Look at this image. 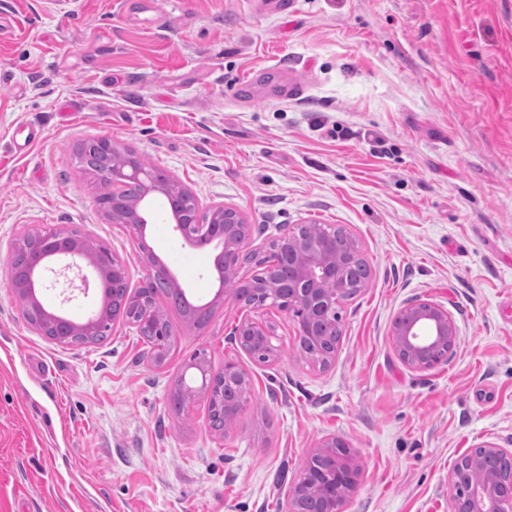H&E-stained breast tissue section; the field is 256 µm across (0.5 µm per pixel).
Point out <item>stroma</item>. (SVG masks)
Returning <instances> with one entry per match:
<instances>
[{"label":"stroma","instance_id":"1","mask_svg":"<svg viewBox=\"0 0 512 512\" xmlns=\"http://www.w3.org/2000/svg\"><path fill=\"white\" fill-rule=\"evenodd\" d=\"M106 136L239 209L258 250L288 227L339 225L369 265L340 304L327 366L291 314L215 301L214 254L184 242L163 199L143 253L102 216L75 150ZM76 230L130 287L154 255L202 327L168 308L163 364L136 326L61 347L25 319L6 268L19 231ZM98 286L44 305L95 314ZM447 309V362L415 372L393 321ZM272 324L261 362L232 340ZM248 371L224 434L173 382L195 353ZM360 468L343 512H451L463 452L512 450V0H0V512H283L327 436ZM272 333V327L265 325L263 323L254 322V321H245L238 324L233 332L234 340L238 341V343L242 346V340L245 336L251 337L257 343L269 348L270 352L268 355V359L274 355L275 349L272 347L270 343V336ZM243 347V346H242ZM274 350V351H273ZM482 448H485V451L490 455H497L500 452H504L505 450L503 448H499L496 444L488 442L481 446ZM482 448H474L471 452V456H479L481 454ZM470 453H466L462 456H460L456 462L454 463L452 469L448 473V485L453 488L454 484L458 480L459 476L461 475L462 471L465 467H476L478 465V461L471 457ZM464 464V466H462ZM460 465L459 467H457ZM462 466V467H461Z\"/></svg>","mask_w":512,"mask_h":512}]
</instances>
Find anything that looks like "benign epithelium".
Wrapping results in <instances>:
<instances>
[{"instance_id":"7a95c632","label":"benign epithelium","mask_w":512,"mask_h":512,"mask_svg":"<svg viewBox=\"0 0 512 512\" xmlns=\"http://www.w3.org/2000/svg\"><path fill=\"white\" fill-rule=\"evenodd\" d=\"M93 154L112 162V176L139 184L140 192L132 199L105 196L99 198L98 203L112 222L126 224L133 230L141 249H146L145 229L152 201L162 196L170 201L169 213L179 236L192 246L206 243L216 252L219 286L215 297L234 296L244 287L237 274L240 257L247 250L254 256L257 252L249 249V225L238 209L222 203L201 209L194 195L178 180L173 177L166 181L152 179L128 159L126 150L108 137L94 138L78 146L76 157L83 171H88V160ZM300 230L299 225L287 229L264 251L261 260L274 274L259 283L249 284V289L256 294L257 306L270 303L290 313L295 308L304 310L307 319L296 322L298 336L302 338L323 335L328 325L336 324L339 291L348 286L350 261L346 251L328 242L309 241L302 237ZM62 258L73 264L85 263L103 288L99 311L84 321L47 310L39 298L48 273L55 272V262ZM7 278L24 317L57 345L68 347L96 342L98 327L109 320L117 321L119 314L132 306L139 308L136 324L144 333L158 335L161 320L148 296L139 289L130 290L127 278L122 275L121 262L110 256L101 257L89 248L80 233L37 228L24 231L13 245ZM328 281L336 285V291H326ZM402 314L403 321L392 330L393 346L409 369L426 371L430 368L427 358L437 346L446 340H456L455 324L447 310L428 300H417L405 306ZM271 333L272 327L268 325L245 321L235 327L233 336L238 342L250 337L270 349ZM231 374L245 376V385L251 386L246 371L237 363L228 361L223 371L213 373L204 356L197 353L177 377L175 387L188 405L199 397L206 398L211 413L224 406V381ZM320 447L336 454L333 476L300 475L287 501V512H298V499L308 491H316L324 497L323 512H340L336 489L350 493L357 487L359 468L346 442L331 436L323 439ZM477 465L478 461L470 454L460 456L448 473V485L454 486L463 467ZM454 512H512V488L503 497L491 491L488 484L477 485L471 490L469 504L463 509L454 508Z\"/></svg>"}]
</instances>
